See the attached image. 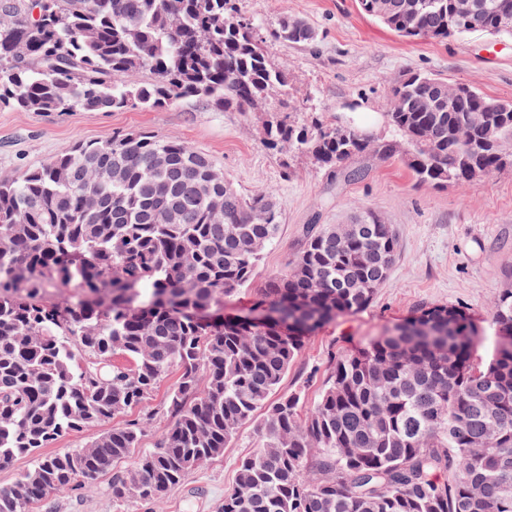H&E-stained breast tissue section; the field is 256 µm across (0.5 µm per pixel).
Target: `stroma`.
<instances>
[{
	"label": "stroma",
	"instance_id": "35a3bbf8",
	"mask_svg": "<svg viewBox=\"0 0 512 512\" xmlns=\"http://www.w3.org/2000/svg\"><path fill=\"white\" fill-rule=\"evenodd\" d=\"M240 4L259 29L288 15L315 32L308 43L267 44L270 59L288 74V110L294 117L314 112L330 122L354 123L373 140H398L386 114L395 81L413 72L512 100V34L408 40L361 14L355 0ZM264 119L261 112L219 111L198 98L114 112L41 113L2 106L0 175L19 176L80 140L136 131L179 139L208 154L242 193L272 191L282 213L280 235L263 252L250 285L225 300L228 316L250 309L267 280L301 247L306 225L350 224L366 211L393 224L397 256L372 303L312 334L279 388L283 395L300 392L303 409L317 401L332 353L368 344L422 305H453L469 313L482 337L472 360L488 361L499 340L491 303L512 288V164L465 187L437 188L418 184L400 158L369 151L353 163L363 178L351 181L344 169H322L305 156L268 149ZM259 446L254 427L245 426L223 455L192 470L177 490L149 505L113 503L111 479L102 476L57 493L35 512H219L241 460Z\"/></svg>",
	"mask_w": 512,
	"mask_h": 512
}]
</instances>
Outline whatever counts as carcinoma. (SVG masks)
I'll return each mask as SVG.
<instances>
[{
	"mask_svg": "<svg viewBox=\"0 0 512 512\" xmlns=\"http://www.w3.org/2000/svg\"><path fill=\"white\" fill-rule=\"evenodd\" d=\"M417 4L387 28L408 39L464 33L456 0ZM282 16L278 42L314 40ZM239 0H0V106L26 112L154 109L201 98L263 112L264 143L337 169L371 150L397 153L358 128L288 113V75ZM146 71L149 80H130ZM446 82L399 79L386 113L415 179L464 184V156L494 173L512 143V101L469 87L440 104ZM479 117L472 137L458 128ZM92 186L96 210L83 208ZM224 214H210V193ZM282 214L271 191L241 193L205 153L128 132L82 142L17 179H0V469L33 465L0 487V512H32L79 479L112 475V499L153 503L224 453L247 424L260 436L220 512H512V345L483 365L470 314L420 308L384 336L330 357L313 408L273 399L308 337L356 314L388 277L391 224H309L260 305L276 318L226 320L224 298L247 286ZM512 334V289L491 305ZM177 373L161 411L115 424L81 448L43 456L72 432L109 423ZM154 447L127 471L114 466Z\"/></svg>",
	"mask_w": 512,
	"mask_h": 512,
	"instance_id": "carcinoma-1",
	"label": "carcinoma"
}]
</instances>
